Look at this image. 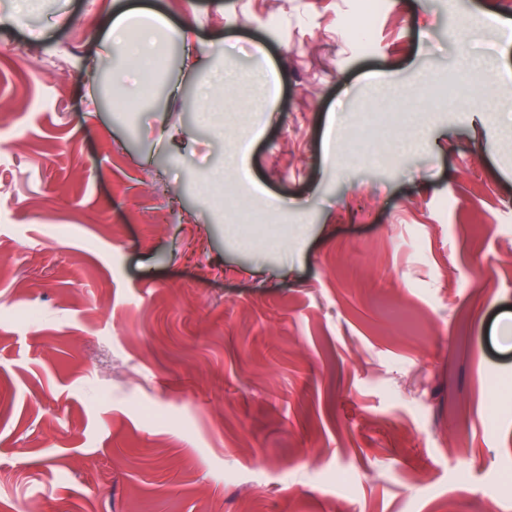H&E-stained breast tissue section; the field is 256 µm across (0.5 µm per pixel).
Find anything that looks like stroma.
<instances>
[{
    "label": "stroma",
    "mask_w": 512,
    "mask_h": 512,
    "mask_svg": "<svg viewBox=\"0 0 512 512\" xmlns=\"http://www.w3.org/2000/svg\"><path fill=\"white\" fill-rule=\"evenodd\" d=\"M124 2L0 0V512H512V0H144L114 108ZM103 23L108 30L105 54L127 59L130 53H137L157 63L154 70L149 74L143 71L133 86L128 88V97L134 101L144 100L146 89L154 82L156 71L162 63V47L158 43L161 37L181 43L187 67L193 68L200 59L188 30L173 29L167 19L157 12L129 6L115 10L105 17Z\"/></svg>",
    "instance_id": "stroma-1"
}]
</instances>
